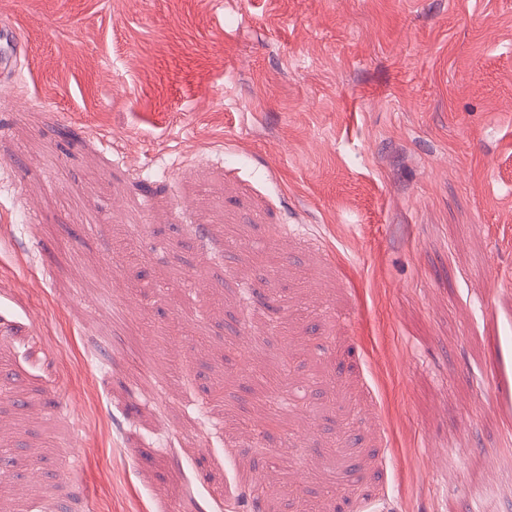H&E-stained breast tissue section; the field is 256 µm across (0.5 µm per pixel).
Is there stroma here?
<instances>
[{"mask_svg":"<svg viewBox=\"0 0 512 512\" xmlns=\"http://www.w3.org/2000/svg\"><path fill=\"white\" fill-rule=\"evenodd\" d=\"M1 19L8 512H478L512 444V0ZM1 36L9 48V54L4 56L3 60L5 66L10 62L14 64V67H17L25 53V46L21 38L11 26L5 24L0 25V42Z\"/></svg>","mask_w":512,"mask_h":512,"instance_id":"stroma-1","label":"stroma"}]
</instances>
